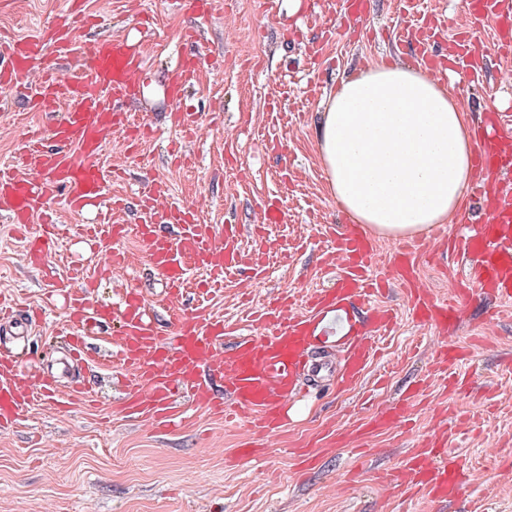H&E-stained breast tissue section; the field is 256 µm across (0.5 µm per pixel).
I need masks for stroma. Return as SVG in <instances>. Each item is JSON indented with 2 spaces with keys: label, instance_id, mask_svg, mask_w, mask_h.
<instances>
[{
  "label": "stroma",
  "instance_id": "stroma-1",
  "mask_svg": "<svg viewBox=\"0 0 512 512\" xmlns=\"http://www.w3.org/2000/svg\"><path fill=\"white\" fill-rule=\"evenodd\" d=\"M96 24L77 34L79 43L110 35L134 34L136 21L148 17L144 49L151 78L175 66L189 45L187 28L199 26L198 51L207 57L187 92V106L201 124L198 134L183 136L156 93L139 102L119 103L122 112L139 114L152 129L135 152L115 146L99 159L111 177L109 199L126 200L113 213L116 224L136 219V201L154 184L169 186L179 202L195 208L198 223L214 236L225 225H242L246 248L262 241L268 250V273L247 288L251 276L243 266L222 284L202 294L187 284L176 295L149 265L136 237L125 248V278L98 276L92 297L117 304L127 290L142 292L161 325L194 313L243 321L252 306L284 293L328 286L324 269L326 227L349 223L327 189L317 155V127L327 97L342 79L383 60L416 67L413 53L396 56L400 46L399 0H374L367 16L339 13L336 0H315L302 15L296 0H214L211 16L198 21L189 0H84ZM70 8V0H11L0 10V31L24 36L34 24L49 23ZM512 70V54L492 56L488 82L458 77L457 100L471 121H478L489 101L490 87L503 70ZM11 106L0 110V163L23 168L27 136L44 128L26 89L8 93ZM278 113V125L269 122ZM282 210L280 224L255 232L263 204ZM95 211L73 213L58 207L62 230L53 257L60 284L74 269L96 274L104 252L87 240L85 225L97 223ZM454 224L436 225L415 238L421 254V281L448 294L461 261L449 254ZM21 237L0 218V291L18 302L44 306L45 317L29 337L31 366H54L61 355L56 334L66 317L64 294L49 295L42 274L23 262ZM388 300L399 312V325L384 341L382 356L360 384L339 388L335 381L312 385L291 411L275 447L259 461L235 460L241 430L225 426L223 417L189 402L176 430H161L129 417L123 406V374L108 347L111 328L90 341L98 361L62 378L95 394L91 403L56 400L33 405L13 428L0 430V512H405L406 505L387 493L383 478L413 450L418 438L433 432L443 407L464 415L457 431L466 435L453 449L466 464L468 482L461 499L447 512H512V468L501 459L512 455V311L485 299L464 308L447 333L415 323L401 289ZM466 353L468 382L447 392L431 384V363L441 345ZM427 385L412 414L410 428L376 431L368 438L372 457L354 446L328 447L329 431L355 433L370 417L394 404L419 380ZM320 457L306 470L296 451Z\"/></svg>",
  "mask_w": 512,
  "mask_h": 512
}]
</instances>
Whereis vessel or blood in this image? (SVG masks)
<instances>
[{
  "label": "vessel or blood",
  "instance_id": "b4317fda",
  "mask_svg": "<svg viewBox=\"0 0 512 512\" xmlns=\"http://www.w3.org/2000/svg\"><path fill=\"white\" fill-rule=\"evenodd\" d=\"M470 18L468 30L449 39L448 51L453 68L476 79L482 77L491 53L512 52V0H473ZM78 23L79 13L73 9L28 35L0 36V88L27 84L35 109L59 114L46 132L26 139L23 173L0 166V214L10 224L23 226L34 216L42 218L40 231L25 237L23 256L28 265L44 272L58 247L56 201L75 212L101 205L107 176L98 159L113 135L132 125L114 106L144 97V78L150 71L140 43L119 36L89 46L90 63L82 75L66 80L47 71V55L66 60L79 54ZM488 24L493 27L489 33L484 30ZM203 64L198 53L184 55L166 72L159 86L161 99L181 104L186 85ZM486 117L475 133L473 186L484 212L480 223L466 224L460 240L464 266L451 295L418 286L415 246L399 245L388 261L393 280L409 289L414 319L432 328L456 323L467 304L487 293L501 307L512 306V113L492 106ZM90 232L105 253L103 269L111 277L126 270L124 242L136 234L149 264L172 294L188 284L194 271L205 275L201 289L220 284L225 270L245 259L240 226L225 228L223 242H215L195 222L191 208L176 201L164 185L141 199L135 225L104 219ZM326 241L332 287L298 298L287 294L255 309L247 333L222 318L199 314L175 321L172 332L164 333L138 290H129L119 307L98 305L90 299L85 276L71 290L67 322L95 328L120 320L116 355L132 393L127 409L167 427L181 420L183 398L211 403L208 379L222 380L230 397L224 418L239 423L247 435L239 455L257 460L287 424L302 379L334 375L345 383L358 380L398 318L379 302L383 291L377 286L375 238L361 226L349 225L327 235ZM31 324L28 312L0 309V328L12 329L18 338H25ZM318 339L340 348V360L315 356ZM434 373L444 388L461 385L469 376L461 354L447 347L438 354ZM52 390L51 378L18 372L13 359L0 356V430L16 423L37 397ZM416 404L415 393H407L375 415L371 425L402 427ZM453 441L446 427L437 428L390 473L388 490L408 503L461 497L467 480L462 461L450 451Z\"/></svg>",
  "mask_w": 512,
  "mask_h": 512
}]
</instances>
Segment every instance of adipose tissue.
I'll return each mask as SVG.
<instances>
[{
  "label": "adipose tissue",
  "mask_w": 512,
  "mask_h": 512,
  "mask_svg": "<svg viewBox=\"0 0 512 512\" xmlns=\"http://www.w3.org/2000/svg\"><path fill=\"white\" fill-rule=\"evenodd\" d=\"M318 153L329 193L380 237L447 223L472 181L470 122L453 86L383 63L343 79L327 99Z\"/></svg>",
  "instance_id": "1"
}]
</instances>
